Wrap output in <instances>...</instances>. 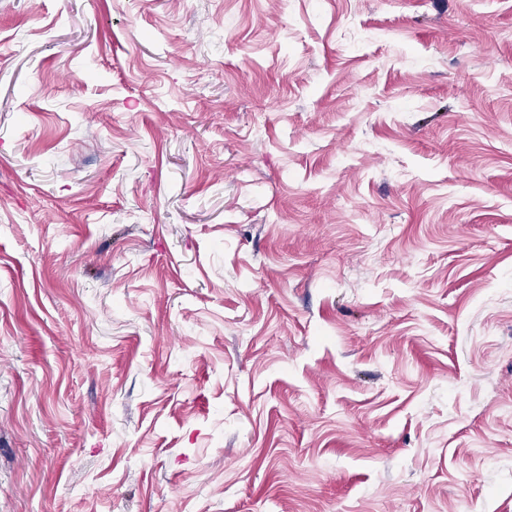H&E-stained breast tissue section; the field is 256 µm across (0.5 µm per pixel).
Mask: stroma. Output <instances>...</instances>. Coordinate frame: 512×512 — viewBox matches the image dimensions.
<instances>
[{"label": "stroma", "instance_id": "35a3bbf8", "mask_svg": "<svg viewBox=\"0 0 512 512\" xmlns=\"http://www.w3.org/2000/svg\"><path fill=\"white\" fill-rule=\"evenodd\" d=\"M0 512H512V0H0Z\"/></svg>", "mask_w": 512, "mask_h": 512}]
</instances>
